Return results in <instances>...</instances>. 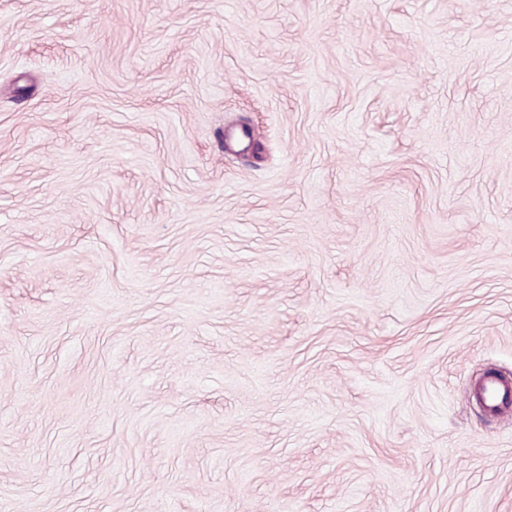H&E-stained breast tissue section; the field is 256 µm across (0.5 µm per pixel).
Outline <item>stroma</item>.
<instances>
[{
  "label": "stroma",
  "mask_w": 512,
  "mask_h": 512,
  "mask_svg": "<svg viewBox=\"0 0 512 512\" xmlns=\"http://www.w3.org/2000/svg\"><path fill=\"white\" fill-rule=\"evenodd\" d=\"M490 369L512 0H0V512H512Z\"/></svg>",
  "instance_id": "1"
}]
</instances>
